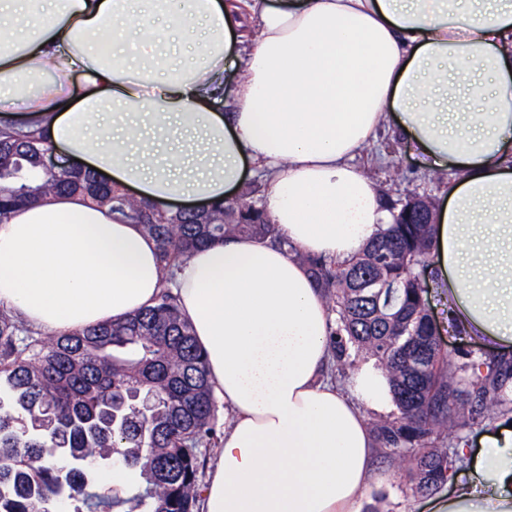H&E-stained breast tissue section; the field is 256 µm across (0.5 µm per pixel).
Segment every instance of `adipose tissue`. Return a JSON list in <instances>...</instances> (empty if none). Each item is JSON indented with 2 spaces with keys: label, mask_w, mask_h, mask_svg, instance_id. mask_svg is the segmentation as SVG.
Returning <instances> with one entry per match:
<instances>
[{
  "label": "adipose tissue",
  "mask_w": 512,
  "mask_h": 512,
  "mask_svg": "<svg viewBox=\"0 0 512 512\" xmlns=\"http://www.w3.org/2000/svg\"><path fill=\"white\" fill-rule=\"evenodd\" d=\"M0 119L168 208L262 175L291 245L339 263L391 221L360 159L395 125L453 173L431 249L449 323L512 348V0H0ZM160 292L155 241L86 197L0 224V307L41 334L121 322ZM173 292L224 406L201 512H360L365 413L392 393L371 362L349 388L327 377L335 316L308 267L230 238L181 263ZM479 444L432 512H512V428Z\"/></svg>",
  "instance_id": "obj_1"
}]
</instances>
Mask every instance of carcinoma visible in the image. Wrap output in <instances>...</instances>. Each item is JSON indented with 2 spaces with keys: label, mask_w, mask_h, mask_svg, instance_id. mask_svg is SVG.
<instances>
[{
  "label": "carcinoma",
  "mask_w": 512,
  "mask_h": 512,
  "mask_svg": "<svg viewBox=\"0 0 512 512\" xmlns=\"http://www.w3.org/2000/svg\"><path fill=\"white\" fill-rule=\"evenodd\" d=\"M46 151L39 129L0 127V224L19 204L81 192L154 239L162 293L120 323L53 339L0 309V512H41L61 484L72 491V512H196L200 449L218 444V434L204 353L171 291L178 263L229 237L280 247L288 241L257 185L220 208L185 216L110 187L94 191L92 171L49 170ZM409 203L344 265L289 252L310 267L336 314V365H345L354 348L385 371L397 414L375 425L374 438L382 453L408 461V489L425 495L458 469L468 427L512 414V358L447 363L416 272L429 262L434 225L400 223ZM144 392L152 396L145 414ZM68 454L110 456L138 474L141 489L131 498L102 494L97 474L70 469Z\"/></svg>",
  "instance_id": "1"
}]
</instances>
